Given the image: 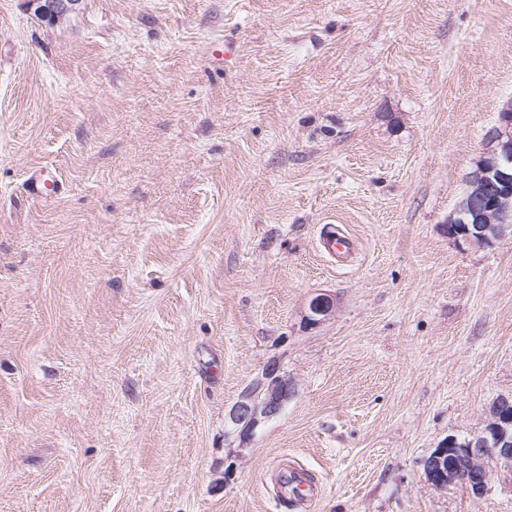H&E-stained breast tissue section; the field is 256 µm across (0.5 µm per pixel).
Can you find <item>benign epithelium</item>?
<instances>
[{"label": "benign epithelium", "instance_id": "1", "mask_svg": "<svg viewBox=\"0 0 512 512\" xmlns=\"http://www.w3.org/2000/svg\"><path fill=\"white\" fill-rule=\"evenodd\" d=\"M35 13L47 18L67 12L77 0H29ZM512 219V99L498 112L496 124L487 132L485 148L467 180L464 195L448 219V225L464 224L463 239L476 246H493L503 239L508 220ZM335 303L326 293L313 296L307 307L306 321L318 324L333 312ZM294 394V385L280 372L278 362L267 364L253 384L245 388L231 406L228 419L241 443L252 439L265 421L278 416ZM512 395H502L490 411L485 435L458 444L448 437L424 462L429 484H463L473 497L487 490L490 473L483 462L490 458L512 468Z\"/></svg>", "mask_w": 512, "mask_h": 512}]
</instances>
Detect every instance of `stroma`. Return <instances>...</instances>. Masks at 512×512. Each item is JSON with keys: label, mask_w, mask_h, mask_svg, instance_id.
Here are the masks:
<instances>
[{"label": "stroma", "mask_w": 512, "mask_h": 512, "mask_svg": "<svg viewBox=\"0 0 512 512\" xmlns=\"http://www.w3.org/2000/svg\"><path fill=\"white\" fill-rule=\"evenodd\" d=\"M510 98L512 0H0V512H512L423 466L512 394V238L448 235ZM77 3V0H29V5L35 7V13L44 18L53 17L60 12H67L73 9ZM335 303L333 298L326 293L313 296L307 307L306 321L310 324H319L333 312ZM293 394L294 385L281 374L278 362L268 363L261 377L241 392L228 412L240 442L246 444L262 423L278 416Z\"/></svg>", "instance_id": "1"}]
</instances>
